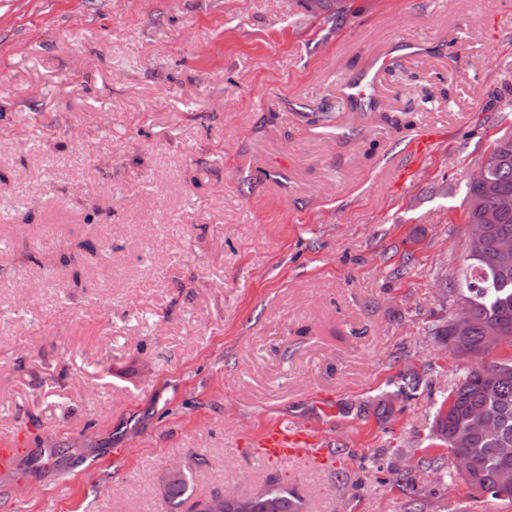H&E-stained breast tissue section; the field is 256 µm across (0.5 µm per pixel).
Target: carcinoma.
<instances>
[{
    "mask_svg": "<svg viewBox=\"0 0 512 512\" xmlns=\"http://www.w3.org/2000/svg\"><path fill=\"white\" fill-rule=\"evenodd\" d=\"M492 154L498 161L488 171L491 191L466 186L463 200L467 223L490 224L482 248L483 259L464 258L458 277H444L442 290L451 301L468 300L474 308V323L464 336L448 331L446 317L428 329L434 342L457 356L481 357L483 361L465 371L449 396L436 410L429 437L448 448V453L468 454L473 462L464 481L477 493L512 503V357L489 358L501 344L512 345V256L501 263L494 243L512 239V212L498 211L503 197L512 198V134L496 140ZM481 412L493 428L484 434L470 427V414ZM426 468L453 483L456 475L443 457L424 461ZM193 494L192 474L179 471L170 477L164 500L166 512H181ZM251 512H303V500L295 486L272 478L252 505Z\"/></svg>",
    "mask_w": 512,
    "mask_h": 512,
    "instance_id": "1",
    "label": "carcinoma"
}]
</instances>
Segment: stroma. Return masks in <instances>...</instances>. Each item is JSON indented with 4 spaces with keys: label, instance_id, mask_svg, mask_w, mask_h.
<instances>
[{
    "label": "stroma",
    "instance_id": "1",
    "mask_svg": "<svg viewBox=\"0 0 512 512\" xmlns=\"http://www.w3.org/2000/svg\"><path fill=\"white\" fill-rule=\"evenodd\" d=\"M342 5L0 0V443L65 452L0 512H164L176 464L198 501L278 477L307 512H512L421 465L472 365L426 330L512 132V0ZM282 416L332 462L256 458Z\"/></svg>",
    "mask_w": 512,
    "mask_h": 512
}]
</instances>
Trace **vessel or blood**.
Wrapping results in <instances>:
<instances>
[{
  "label": "vessel or blood",
  "mask_w": 512,
  "mask_h": 512,
  "mask_svg": "<svg viewBox=\"0 0 512 512\" xmlns=\"http://www.w3.org/2000/svg\"><path fill=\"white\" fill-rule=\"evenodd\" d=\"M256 452L284 462L306 457L320 464L327 459L329 445L324 436L309 427L280 418L261 430Z\"/></svg>",
  "instance_id": "1"
}]
</instances>
